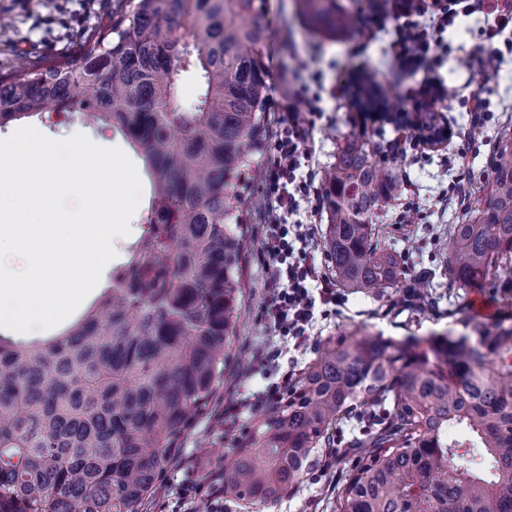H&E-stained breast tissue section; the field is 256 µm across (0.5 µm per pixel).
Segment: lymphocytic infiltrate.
<instances>
[{
  "instance_id": "lymphocytic-infiltrate-1",
  "label": "lymphocytic infiltrate",
  "mask_w": 512,
  "mask_h": 512,
  "mask_svg": "<svg viewBox=\"0 0 512 512\" xmlns=\"http://www.w3.org/2000/svg\"><path fill=\"white\" fill-rule=\"evenodd\" d=\"M472 12V0H389L384 17L393 23L390 53L395 63L409 70L435 60L443 33L458 17ZM277 124L263 165L268 188L261 198L266 222L259 258L265 297L256 319L266 333V344L252 356L264 367L277 366L282 343L313 348L317 306L338 300L334 283L315 256L310 228L286 221L298 196L307 195L315 181L311 175L296 176L306 156L305 129L290 112L279 115Z\"/></svg>"
}]
</instances>
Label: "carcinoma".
Wrapping results in <instances>:
<instances>
[{
  "label": "carcinoma",
  "mask_w": 512,
  "mask_h": 512,
  "mask_svg": "<svg viewBox=\"0 0 512 512\" xmlns=\"http://www.w3.org/2000/svg\"><path fill=\"white\" fill-rule=\"evenodd\" d=\"M314 35L355 21L339 0H296ZM268 0H112L77 49L0 73V130L56 112L119 134L151 183L139 235L110 286L42 341L0 336V512H144L195 421L219 397L237 338L251 155L264 149L275 51ZM196 77L190 108L183 74ZM353 98L384 105L376 73ZM352 132L321 175L322 242L345 288L398 287L399 256L374 239L403 189L400 157ZM487 203L448 225V282L512 299V134L490 162ZM327 344L272 426L232 452L224 495L268 506L310 467L329 430L372 415L333 512H512V325Z\"/></svg>",
  "instance_id": "carcinoma-1"
}]
</instances>
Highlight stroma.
Instances as JSON below:
<instances>
[{"label": "stroma", "mask_w": 512, "mask_h": 512, "mask_svg": "<svg viewBox=\"0 0 512 512\" xmlns=\"http://www.w3.org/2000/svg\"><path fill=\"white\" fill-rule=\"evenodd\" d=\"M495 3L476 0L475 12L456 20L444 33V49L430 71L399 72L400 79L395 82L391 74L397 72L396 66L387 52L389 23L376 27L362 22L353 33L330 41L309 34L298 24L285 30L283 21L292 13L293 0H270L277 37H292L290 68L302 74L301 82L294 85L291 108L309 123L307 163L311 168L320 171L333 163L345 137L362 124L360 114L349 103L352 79L362 69L376 71L392 110L410 112L420 105H433L439 122L449 130L442 144L429 149L417 143L411 128L382 121L367 124L373 142L397 144L404 153L403 193L383 208L375 227L386 247L400 255L406 271L395 288H338L339 311L319 321L318 346L359 332L395 338L456 334L462 330L458 318L463 313L484 324L512 325V300H503L489 285L453 288L447 277H425L426 271L436 268L445 250V227L456 223L463 210L485 202L498 134L502 128L512 129L511 53H504L488 86V112L478 119L468 106L485 71V30L493 20ZM109 7L108 0H0V72L9 70L20 57L72 52L79 33L97 23ZM462 148L468 152L464 171L457 166V153ZM243 219L247 238L239 274L245 289L244 308L241 331L233 344L230 375L215 404L219 410L263 386L261 378L246 381L242 374L251 361L252 346L262 339L255 314L264 298L257 260L264 217L251 207L244 210ZM411 287L433 303V310L423 312L415 302L406 301L405 293ZM240 441L239 429L216 425L214 415L196 421L181 446L179 464L167 468L165 488L146 512H203V503L182 497L183 483L189 480L209 485L213 473L222 469L230 448ZM324 460V449H316L311 473L262 512H331L328 499L340 474L355 463L356 453L344 446L335 470L315 478Z\"/></svg>", "instance_id": "1"}]
</instances>
